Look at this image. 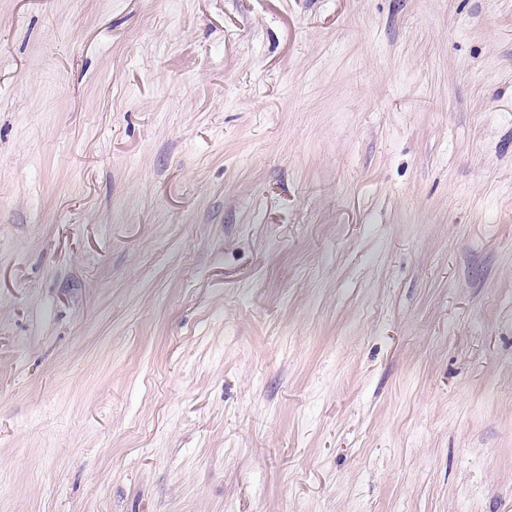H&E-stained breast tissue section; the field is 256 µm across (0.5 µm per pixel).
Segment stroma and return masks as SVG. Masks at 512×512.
<instances>
[{"instance_id":"35a3bbf8","label":"stroma","mask_w":512,"mask_h":512,"mask_svg":"<svg viewBox=\"0 0 512 512\" xmlns=\"http://www.w3.org/2000/svg\"><path fill=\"white\" fill-rule=\"evenodd\" d=\"M0 512H512V0H0Z\"/></svg>"}]
</instances>
